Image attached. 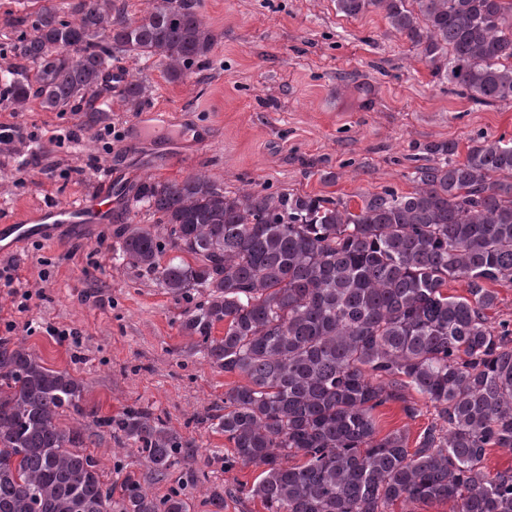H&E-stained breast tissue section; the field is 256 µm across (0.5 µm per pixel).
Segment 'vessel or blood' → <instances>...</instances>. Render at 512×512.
I'll list each match as a JSON object with an SVG mask.
<instances>
[{
  "label": "vessel or blood",
  "mask_w": 512,
  "mask_h": 512,
  "mask_svg": "<svg viewBox=\"0 0 512 512\" xmlns=\"http://www.w3.org/2000/svg\"><path fill=\"white\" fill-rule=\"evenodd\" d=\"M112 216V189L104 187L95 198L76 204L27 210L13 223L0 225V251L8 253L31 239H54L67 224H105Z\"/></svg>",
  "instance_id": "1"
}]
</instances>
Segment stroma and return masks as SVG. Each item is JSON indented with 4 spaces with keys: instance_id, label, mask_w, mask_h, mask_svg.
<instances>
[{
    "instance_id": "1",
    "label": "stroma",
    "mask_w": 512,
    "mask_h": 512,
    "mask_svg": "<svg viewBox=\"0 0 512 512\" xmlns=\"http://www.w3.org/2000/svg\"><path fill=\"white\" fill-rule=\"evenodd\" d=\"M198 6L216 45L186 81L167 82L151 59L113 58V71L146 86L140 107L125 102L118 84L98 92L103 111L95 123L88 113L46 112L34 102L23 137L0 151V224L26 207L91 197L107 176L113 187L109 223L67 225L57 240L0 254V265L13 264L29 294L21 312L19 297L0 288V337L23 340L46 366L81 378L86 408L109 416L151 407L199 448L159 481L133 451L99 431L90 450L113 484L129 465L161 497L201 469L224 486V512H264L238 491L260 468H225L229 444L205 419L240 377L188 352L179 325L193 301L173 298L115 258L121 213L137 224L154 221L132 205L136 184L201 173L230 192L256 187L354 203L386 188L407 193L426 145L455 140L464 147L482 133L512 139V102L480 107L449 91L382 17H344L335 0ZM160 112L169 121H158ZM409 398L420 416L385 405L377 411L381 433L399 430L413 440L431 422L430 402L414 392Z\"/></svg>"
}]
</instances>
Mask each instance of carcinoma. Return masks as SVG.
Here are the masks:
<instances>
[{"mask_svg": "<svg viewBox=\"0 0 512 512\" xmlns=\"http://www.w3.org/2000/svg\"><path fill=\"white\" fill-rule=\"evenodd\" d=\"M349 18L383 15L434 75L478 106L512 100V0H335ZM15 20V56L33 76L8 84L17 107L98 112L96 90L118 54L153 59L184 81L215 37L197 0H152L130 20L116 0H30ZM139 106L146 87L123 86ZM409 193L385 189L353 209L337 198L255 187L238 193L202 174L142 180L120 258L155 276L185 312L189 350L245 383L209 419L231 447L225 467L262 468L244 493L266 512H387L397 500L451 501L452 512H512V467L489 476V448L512 450V322L491 321L492 285H512V141L479 136L460 155L430 145ZM177 253L159 262L165 250ZM461 280L467 295L444 292ZM224 326V335L214 331ZM410 389L433 406L415 447L380 435L376 411ZM82 382L0 337V512H190L126 471L121 497L85 450L84 427L106 429L158 479L191 441L152 409L86 411ZM71 412L82 427L64 429ZM299 462L288 464V461Z\"/></svg>", "mask_w": 512, "mask_h": 512, "instance_id": "1", "label": "carcinoma"}]
</instances>
